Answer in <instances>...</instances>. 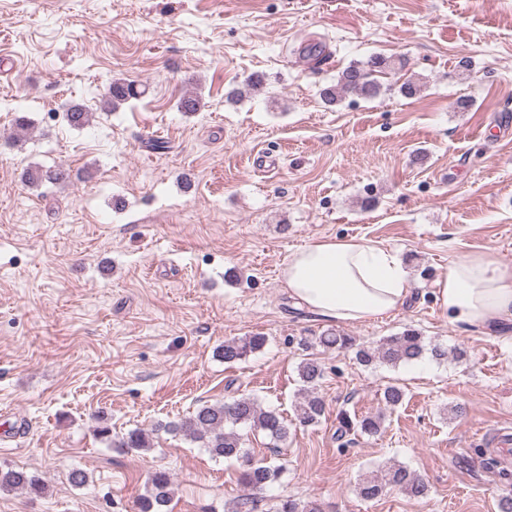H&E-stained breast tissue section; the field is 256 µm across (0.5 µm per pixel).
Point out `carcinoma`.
I'll return each mask as SVG.
<instances>
[{"label":"carcinoma","instance_id":"carcinoma-1","mask_svg":"<svg viewBox=\"0 0 512 512\" xmlns=\"http://www.w3.org/2000/svg\"><path fill=\"white\" fill-rule=\"evenodd\" d=\"M404 66V61L394 56H373L364 64H351L343 69L336 84L322 88L320 96L329 106L349 95L374 99L381 93V84L376 75ZM144 94L145 89L135 81H115L109 91V101L115 110L132 100L141 99ZM90 119L91 113L81 104H74L66 111V120L73 127H82ZM71 177V170L61 165L29 168L22 174L24 182L30 185L64 183L70 181ZM266 342V337L259 334L233 338L224 341L217 353L224 362L233 364L260 350ZM315 343L326 350L351 349L355 352L357 363L363 366L396 367L419 360L427 352L437 360H446L450 355L457 359L464 356L457 348L450 349L441 343L426 344L424 337L415 329L388 336L369 346L357 345L351 337L335 332L318 336ZM297 372L302 386L299 389L300 401L296 406V419L304 427L316 425L325 413V403L317 392L324 377L323 363L316 356L307 357L299 363ZM405 396L406 392L402 387L386 386L382 397L384 409L356 420L346 414L341 416L338 436L343 437L351 432L369 436L380 434L385 412L401 406ZM243 429L252 434H263L278 455L281 454L280 447L287 443L290 434L287 420L277 411L264 407L251 394H242L222 403L202 404L177 421L156 423L149 431L136 428L114 435L112 429L103 426L99 428L98 434L110 446L130 452L149 451L154 448L155 435L160 431L180 434L205 449L214 460L236 461L242 468V482L253 492V495L242 498L241 506L245 507L256 501L258 494L279 481L286 465L255 458L246 448V439L241 433ZM392 488L417 499L428 495V485L424 479L400 463L385 465L360 479L358 483L359 494L365 499L381 497ZM14 490L40 496L45 492V484L34 473L0 467V493ZM173 496L170 473L165 469H157L149 476L145 493L138 498V512H167ZM268 512H322V509L313 501L286 497L276 500Z\"/></svg>","mask_w":512,"mask_h":512}]
</instances>
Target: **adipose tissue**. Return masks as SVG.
Returning <instances> with one entry per match:
<instances>
[{"instance_id": "1", "label": "adipose tissue", "mask_w": 512, "mask_h": 512, "mask_svg": "<svg viewBox=\"0 0 512 512\" xmlns=\"http://www.w3.org/2000/svg\"><path fill=\"white\" fill-rule=\"evenodd\" d=\"M282 280L297 306L336 323L397 313L413 289L399 255L364 237L309 241L289 257ZM435 285L436 300L463 330L512 325V264L495 253L450 262Z\"/></svg>"}]
</instances>
